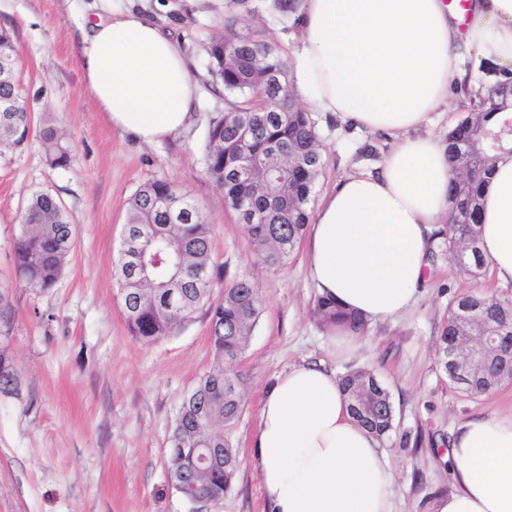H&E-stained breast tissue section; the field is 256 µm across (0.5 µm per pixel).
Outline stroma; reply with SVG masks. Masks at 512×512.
I'll return each mask as SVG.
<instances>
[{
	"instance_id": "1",
	"label": "stroma",
	"mask_w": 512,
	"mask_h": 512,
	"mask_svg": "<svg viewBox=\"0 0 512 512\" xmlns=\"http://www.w3.org/2000/svg\"><path fill=\"white\" fill-rule=\"evenodd\" d=\"M255 0L242 26L258 31L294 64L295 19ZM134 7L170 33L190 62L201 98L179 137L146 145L112 129L86 91L78 52L84 18ZM226 0H0V28L13 34L22 93L31 112L24 145H0V289L10 300V351L19 375L15 394L0 395V512H194L171 489L169 437L181 398L213 366L204 311L156 342L130 332L115 276L129 199L144 183L177 184L205 214L212 267L229 284L254 281L263 305L242 355L228 367L242 375L244 408L224 430L239 466L231 490L203 512H264L251 442L266 388L288 366L325 359L326 336L313 309L318 298L305 253L269 269L224 191L208 176L207 124L225 108L207 87L204 47L224 31ZM324 160L315 188L323 196L345 175L374 171L389 148L385 134L356 129L314 113ZM65 131L74 150L69 168L50 167L40 130ZM377 153L366 156L365 146ZM47 191L71 215L73 242L56 284L34 290L16 275L13 245L32 193ZM425 293L408 314L368 327L367 342L337 373L368 368L387 387L395 428L383 442L393 462L396 512H429L434 498L454 491L446 456L463 420L512 412V381L466 396L440 369L437 331L452 296L479 292L512 300V285L490 274L460 276L445 239L429 257Z\"/></svg>"
}]
</instances>
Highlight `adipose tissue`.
Here are the masks:
<instances>
[{"label":"adipose tissue","mask_w":512,"mask_h":512,"mask_svg":"<svg viewBox=\"0 0 512 512\" xmlns=\"http://www.w3.org/2000/svg\"><path fill=\"white\" fill-rule=\"evenodd\" d=\"M296 94L319 112L386 134L376 172L350 174L320 201L307 237L319 295L373 326L415 308L453 177L429 131L451 88L512 80V0H300ZM86 90L113 128L141 143L181 135L198 88L181 48L134 9L85 20ZM479 248L512 284V157L481 188ZM456 489L431 512H512V415L460 423L449 439ZM253 464L266 512H395L380 440L353 418L325 361L283 370L267 387Z\"/></svg>","instance_id":"adipose-tissue-1"}]
</instances>
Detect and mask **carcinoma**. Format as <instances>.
<instances>
[{
    "mask_svg": "<svg viewBox=\"0 0 512 512\" xmlns=\"http://www.w3.org/2000/svg\"><path fill=\"white\" fill-rule=\"evenodd\" d=\"M256 11L254 0H228L224 34L206 48L209 75L224 91L225 110L209 120L205 141V162L211 179L224 188V202L244 224L256 247L259 261L269 268L288 262L310 223V204L324 162L316 125L297 102L287 66L275 49L261 36L239 26L240 16ZM11 62L0 72V99L9 97L16 78L17 49L12 35L0 31V61ZM269 98L266 111H256L257 94ZM474 111L448 133V159L458 167L459 178L451 183V213L447 228L437 233L448 242V252L465 251L458 263L461 274L477 277L484 269L479 251L478 213L480 189L496 161L512 156V143L484 151L461 154L459 144L480 138L489 129L483 117L497 114L503 102L486 93L471 99ZM30 114L0 109V144L19 146L27 139ZM48 163L66 168L73 160L69 141L53 126L41 131ZM277 165L287 173L278 191L266 184L264 174L241 180L234 172L241 158ZM49 193L35 194L21 217L14 245L15 267L28 288L48 290L60 277L71 248L73 224L66 209ZM124 228L132 245L146 256L161 255L164 263L150 270L140 282L124 259H118L119 286L127 289L124 302L137 309L127 321L136 338L150 343L169 335L198 310H205L211 327L215 368L200 378L194 390L182 397L170 436V447L222 448L224 456L201 475L196 494L216 501L230 489L238 468L236 452L224 440V427L233 424L242 411L240 387L225 392L224 369L247 345L258 321L263 298L258 285L241 279L224 287L220 298L212 297L215 281L211 271L212 225L176 184L154 180L142 185L128 202ZM182 267L185 283L170 293L166 280ZM461 307L477 308L482 325L457 319ZM314 315L323 326L344 323L366 330L358 316L342 310L329 299L318 298ZM501 335L497 348L488 352L482 366L473 371L462 390L476 397L495 389L503 376L512 372V303L496 302L483 294L456 296L439 331L440 351L448 350L458 336H476L481 328ZM18 383L9 348L0 345V394L15 391ZM353 417L379 438L394 429L395 410L388 391L370 371L351 370L340 377Z\"/></svg>",
    "mask_w": 512,
    "mask_h": 512,
    "instance_id": "carcinoma-1",
    "label": "carcinoma"
}]
</instances>
